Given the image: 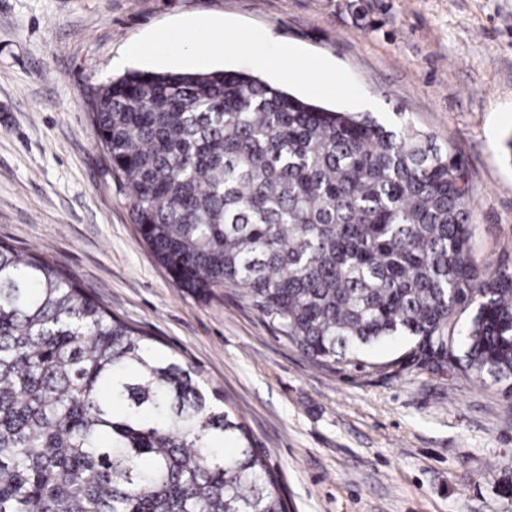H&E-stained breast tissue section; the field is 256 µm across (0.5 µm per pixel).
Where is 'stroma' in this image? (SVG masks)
Wrapping results in <instances>:
<instances>
[{
  "label": "stroma",
  "mask_w": 512,
  "mask_h": 512,
  "mask_svg": "<svg viewBox=\"0 0 512 512\" xmlns=\"http://www.w3.org/2000/svg\"><path fill=\"white\" fill-rule=\"evenodd\" d=\"M254 23L346 68L470 180L479 269L512 268V0H0V240L59 265L223 396L290 512H512V397L398 338L314 361L143 243L89 110L125 48L184 17Z\"/></svg>",
  "instance_id": "1"
}]
</instances>
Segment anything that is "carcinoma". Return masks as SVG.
<instances>
[{"label":"carcinoma","mask_w":512,"mask_h":512,"mask_svg":"<svg viewBox=\"0 0 512 512\" xmlns=\"http://www.w3.org/2000/svg\"><path fill=\"white\" fill-rule=\"evenodd\" d=\"M150 252L235 288L313 361L394 336L512 380V270H478L469 180L404 122L235 71L131 72L92 112ZM0 512H288L265 452L194 371L63 270L0 242Z\"/></svg>","instance_id":"obj_1"}]
</instances>
